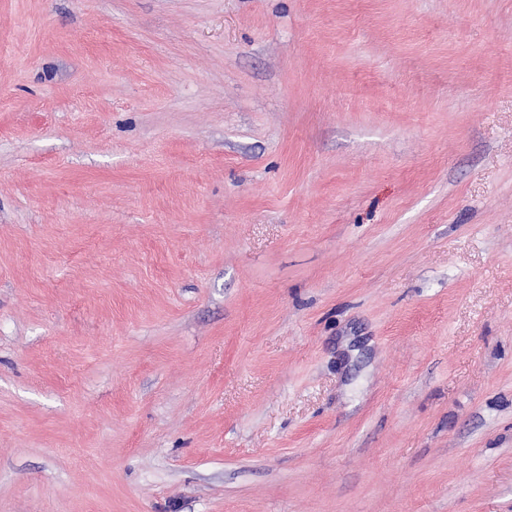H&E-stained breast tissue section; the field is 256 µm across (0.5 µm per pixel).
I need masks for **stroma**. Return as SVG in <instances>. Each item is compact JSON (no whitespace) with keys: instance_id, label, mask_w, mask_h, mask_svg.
<instances>
[{"instance_id":"stroma-1","label":"stroma","mask_w":512,"mask_h":512,"mask_svg":"<svg viewBox=\"0 0 512 512\" xmlns=\"http://www.w3.org/2000/svg\"><path fill=\"white\" fill-rule=\"evenodd\" d=\"M0 512H512V0H0Z\"/></svg>"}]
</instances>
